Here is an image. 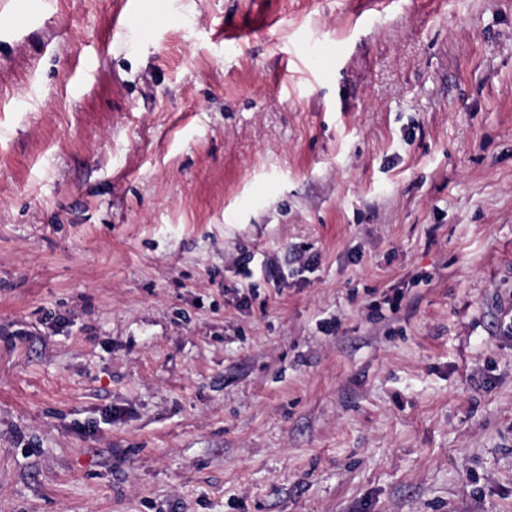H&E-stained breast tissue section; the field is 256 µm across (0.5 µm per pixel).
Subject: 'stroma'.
I'll list each match as a JSON object with an SVG mask.
<instances>
[{
    "label": "stroma",
    "mask_w": 512,
    "mask_h": 512,
    "mask_svg": "<svg viewBox=\"0 0 512 512\" xmlns=\"http://www.w3.org/2000/svg\"><path fill=\"white\" fill-rule=\"evenodd\" d=\"M115 13L0 0V512H512V0Z\"/></svg>",
    "instance_id": "obj_1"
}]
</instances>
